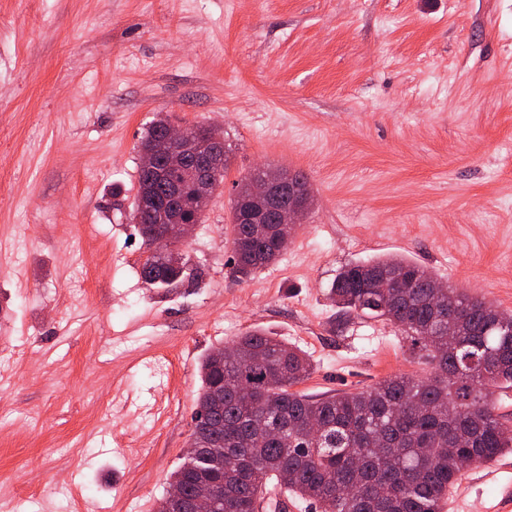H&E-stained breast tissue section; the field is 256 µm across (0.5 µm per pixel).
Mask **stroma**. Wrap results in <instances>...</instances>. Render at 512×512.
I'll list each match as a JSON object with an SVG mask.
<instances>
[{
  "label": "stroma",
  "mask_w": 512,
  "mask_h": 512,
  "mask_svg": "<svg viewBox=\"0 0 512 512\" xmlns=\"http://www.w3.org/2000/svg\"><path fill=\"white\" fill-rule=\"evenodd\" d=\"M212 127L228 169L148 287L132 220L158 116ZM306 176L279 260L242 282L237 183ZM401 256L512 314V0H0V498L8 512H157L204 355L252 330L309 354V395L433 365L328 289ZM512 453L444 512H496ZM140 277L154 288H173L185 281L198 280L201 272L197 268L187 267V261H183L180 266H173L148 256L141 264Z\"/></svg>",
  "instance_id": "obj_1"
}]
</instances>
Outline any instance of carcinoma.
I'll list each match as a JSON object with an SVG mask.
<instances>
[{"mask_svg":"<svg viewBox=\"0 0 512 512\" xmlns=\"http://www.w3.org/2000/svg\"><path fill=\"white\" fill-rule=\"evenodd\" d=\"M138 171L133 219L173 203L171 187L190 183L157 160ZM250 206L241 183L230 211L234 272L247 280L280 255L279 224L263 234L241 221ZM201 272L148 256L140 278L155 288L195 281ZM386 277L392 287H373ZM422 265L398 257L345 265L329 292L348 312L394 324L435 365L426 378L395 375L367 390L310 396L293 390L313 365L301 350L263 331L215 348L199 363L201 380L190 436L195 456L171 475L191 497L200 487L224 494L223 512H253L279 496L320 512H442L463 469L512 449V426L497 413L495 389L512 387V321L458 288H435Z\"/></svg>","mask_w":512,"mask_h":512,"instance_id":"obj_1","label":"carcinoma"}]
</instances>
